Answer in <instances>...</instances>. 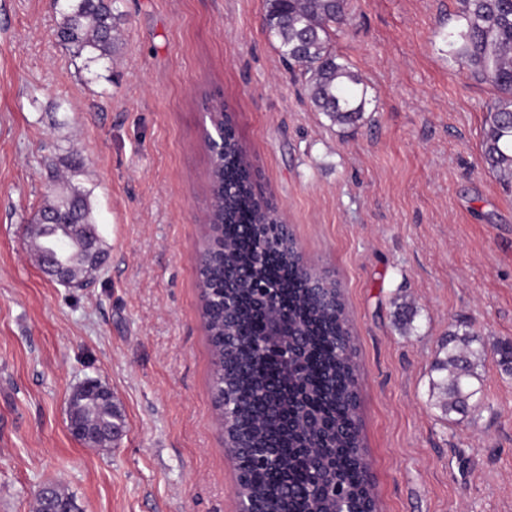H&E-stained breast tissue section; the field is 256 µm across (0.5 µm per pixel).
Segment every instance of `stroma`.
Listing matches in <instances>:
<instances>
[{
	"label": "stroma",
	"instance_id": "1",
	"mask_svg": "<svg viewBox=\"0 0 512 512\" xmlns=\"http://www.w3.org/2000/svg\"><path fill=\"white\" fill-rule=\"evenodd\" d=\"M117 8L122 43L90 72L54 0H0V512H33L51 483L80 512H237L194 263L212 104L342 287L378 512H512V193L482 154L496 91L448 44L459 0H349L333 47L367 85L353 126L310 107L264 0ZM74 164L106 254L78 288L27 235ZM462 335L487 355L481 395L447 415L432 366ZM88 379L122 414L115 445L69 431ZM46 249L47 253L42 262L43 271L65 286H74L67 259L60 261L56 258L59 253L53 248L50 240H47Z\"/></svg>",
	"mask_w": 512,
	"mask_h": 512
}]
</instances>
